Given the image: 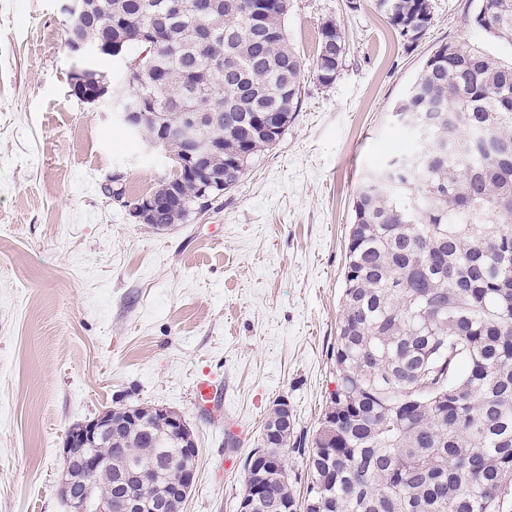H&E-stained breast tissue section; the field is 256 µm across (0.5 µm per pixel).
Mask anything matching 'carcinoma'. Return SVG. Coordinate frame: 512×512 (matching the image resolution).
Instances as JSON below:
<instances>
[{
  "label": "carcinoma",
  "mask_w": 512,
  "mask_h": 512,
  "mask_svg": "<svg viewBox=\"0 0 512 512\" xmlns=\"http://www.w3.org/2000/svg\"><path fill=\"white\" fill-rule=\"evenodd\" d=\"M86 0L79 38L101 55L146 51V66L120 87L148 94L140 137L204 115L202 140H224L204 164L234 188L246 166L277 142L261 118L288 125L297 112L303 62L288 41L283 0ZM405 47L432 26L430 0H377ZM477 26L512 40V0H479ZM159 41L145 44L150 29ZM341 27L323 23L314 69L335 82L346 56ZM414 147L369 172L353 203L330 395L308 455L310 481L297 503L282 449L262 434L244 462L245 512H512V65L474 45L445 43L393 108ZM184 205L154 223L181 224L213 200L195 179L170 178ZM119 433L112 483L96 504L133 500L139 512H179L173 497L194 466L165 418L112 408ZM262 490L252 491L256 482Z\"/></svg>",
  "instance_id": "carcinoma-1"
}]
</instances>
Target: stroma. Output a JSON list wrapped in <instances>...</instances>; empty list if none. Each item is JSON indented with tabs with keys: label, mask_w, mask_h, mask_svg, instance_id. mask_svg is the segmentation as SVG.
Returning a JSON list of instances; mask_svg holds the SVG:
<instances>
[{
	"label": "stroma",
	"mask_w": 512,
	"mask_h": 512,
	"mask_svg": "<svg viewBox=\"0 0 512 512\" xmlns=\"http://www.w3.org/2000/svg\"><path fill=\"white\" fill-rule=\"evenodd\" d=\"M431 3L434 23L408 49L375 0H291L304 64L294 120L211 209L155 229L101 187L118 171L127 195L152 192L172 161L109 100L70 93L77 64L114 80L121 64L71 55L59 0H0V512H71L65 435L119 404L183 415L198 448L184 512H236L244 460L287 401L285 455L303 492L335 389L353 200L366 172L410 146L392 108L441 44L512 63V43L472 23L473 0ZM328 20L349 50L325 86L314 60ZM205 370L224 386L221 412L194 402Z\"/></svg>",
	"instance_id": "stroma-1"
}]
</instances>
